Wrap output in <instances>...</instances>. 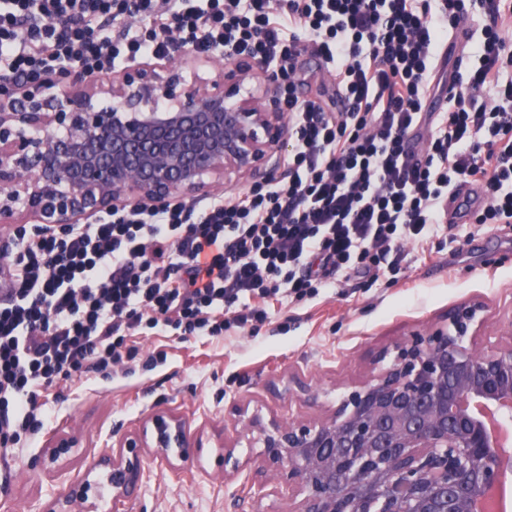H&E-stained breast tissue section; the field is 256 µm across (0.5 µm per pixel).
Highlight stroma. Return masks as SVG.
Masks as SVG:
<instances>
[{
  "label": "stroma",
  "mask_w": 512,
  "mask_h": 512,
  "mask_svg": "<svg viewBox=\"0 0 512 512\" xmlns=\"http://www.w3.org/2000/svg\"><path fill=\"white\" fill-rule=\"evenodd\" d=\"M297 71L300 98L335 109L336 86L320 58L303 54ZM399 267L398 275L374 283L336 277L318 295L270 304L264 320L206 342L168 334L132 338L129 368L106 379L63 382L45 396L42 434L0 458V512H44L71 481L87 475L100 482L99 508L107 512L111 487L96 462L161 411L184 420L204 447L187 460L176 448L146 449L144 482L126 512H251L249 503L228 495L251 471L229 478L220 464L236 409L313 418L316 410L289 389V376L331 402L368 376L379 350L434 325L456 304L483 302L493 329L512 317V224L451 225L426 244H408ZM64 440L73 443L69 453L52 457Z\"/></svg>",
  "instance_id": "obj_1"
}]
</instances>
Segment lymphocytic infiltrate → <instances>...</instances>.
I'll use <instances>...</instances> for the list:
<instances>
[{"label": "lymphocytic infiltrate", "instance_id": "1", "mask_svg": "<svg viewBox=\"0 0 512 512\" xmlns=\"http://www.w3.org/2000/svg\"><path fill=\"white\" fill-rule=\"evenodd\" d=\"M477 20L472 59L444 112L423 106L441 49ZM512 0H0V86L51 71L225 51L271 68L288 113L286 170L185 207L114 209L88 224L22 226L0 296V455L40 426L60 382L110 376L131 337L223 335L303 299L328 273H398L404 246L445 232L448 192L480 186L476 224H512ZM306 51L345 110L297 95Z\"/></svg>", "mask_w": 512, "mask_h": 512}]
</instances>
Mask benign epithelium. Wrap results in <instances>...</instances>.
I'll list each match as a JSON object with an SVG mask.
<instances>
[{
    "instance_id": "7a95c632",
    "label": "benign epithelium",
    "mask_w": 512,
    "mask_h": 512,
    "mask_svg": "<svg viewBox=\"0 0 512 512\" xmlns=\"http://www.w3.org/2000/svg\"><path fill=\"white\" fill-rule=\"evenodd\" d=\"M178 71L163 58L110 76L67 75L61 94L0 97V224L21 215L77 224L125 205L149 211L207 193L227 169L267 170L283 146L277 101L241 97L222 79L186 85ZM99 90L111 105H100ZM13 247L0 239V288L11 287ZM487 322L479 301L450 308L438 324L380 351L370 374L331 405L289 380L323 411L319 418L238 409L224 474L255 467L249 497L285 499L286 512H475L507 468L499 429L466 406L506 404L512 418V340H491ZM477 336L485 337L481 350ZM146 448H180L187 457L202 444L183 420L154 415L96 463L108 471L112 508L137 493ZM93 496L95 482L77 480L47 512H71Z\"/></svg>"
}]
</instances>
